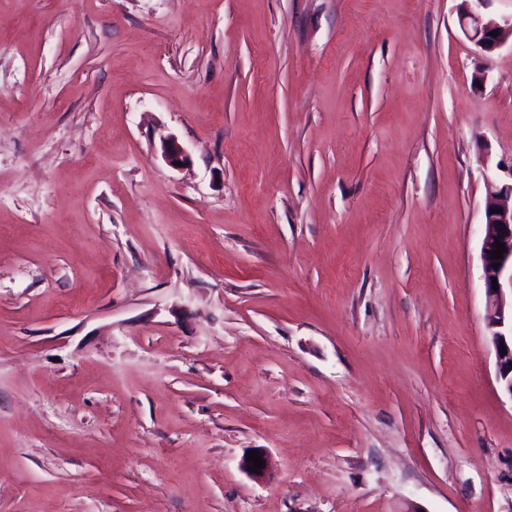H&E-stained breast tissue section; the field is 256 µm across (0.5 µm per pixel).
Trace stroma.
<instances>
[{
    "label": "stroma",
    "instance_id": "1",
    "mask_svg": "<svg viewBox=\"0 0 512 512\" xmlns=\"http://www.w3.org/2000/svg\"><path fill=\"white\" fill-rule=\"evenodd\" d=\"M457 4L0 0V512H512Z\"/></svg>",
    "mask_w": 512,
    "mask_h": 512
}]
</instances>
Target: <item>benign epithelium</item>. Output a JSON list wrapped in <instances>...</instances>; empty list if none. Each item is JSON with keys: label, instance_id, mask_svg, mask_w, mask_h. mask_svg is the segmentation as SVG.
Wrapping results in <instances>:
<instances>
[{"label": "benign epithelium", "instance_id": "1", "mask_svg": "<svg viewBox=\"0 0 512 512\" xmlns=\"http://www.w3.org/2000/svg\"><path fill=\"white\" fill-rule=\"evenodd\" d=\"M487 0H461L459 22L464 35L483 52H491L512 38V19L497 24L485 20L481 8ZM498 36H491V32ZM163 156L171 166L186 163L183 148L168 137L162 141ZM505 177L486 181L485 233L481 241L482 277L487 295L486 327L494 347L497 363V383L512 398V164H498ZM506 247L503 258H491L495 242ZM499 267H494V264ZM498 289H493L492 279Z\"/></svg>", "mask_w": 512, "mask_h": 512}]
</instances>
